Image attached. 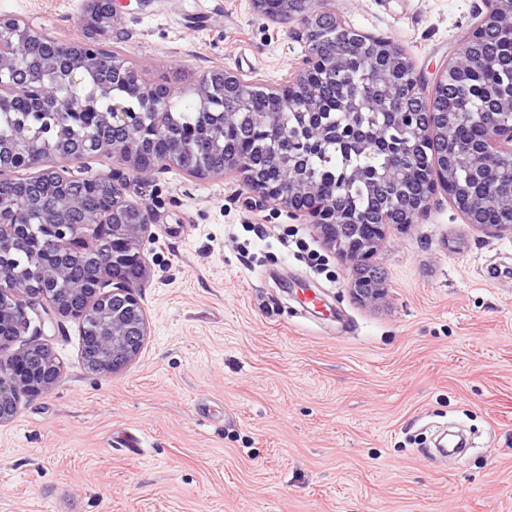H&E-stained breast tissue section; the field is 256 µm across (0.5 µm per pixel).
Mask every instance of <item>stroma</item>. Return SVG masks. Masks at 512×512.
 Listing matches in <instances>:
<instances>
[{
  "label": "stroma",
  "mask_w": 512,
  "mask_h": 512,
  "mask_svg": "<svg viewBox=\"0 0 512 512\" xmlns=\"http://www.w3.org/2000/svg\"><path fill=\"white\" fill-rule=\"evenodd\" d=\"M481 0H312L393 39L425 86L461 49ZM106 50L139 78L197 99L216 68L282 82L307 50L298 18L254 0H114ZM82 0H0L63 43ZM150 236L134 288L149 334L114 375L88 371L80 324H42L0 349L47 344L50 392L0 423V512H512V236L465 224L444 194L375 257L386 290L352 298L351 272L315 230L259 205L241 176L125 171ZM323 253L320 274L304 248ZM314 292L322 305L303 307Z\"/></svg>",
  "instance_id": "35a3bbf8"
}]
</instances>
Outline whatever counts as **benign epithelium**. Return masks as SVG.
<instances>
[{
    "label": "benign epithelium",
    "instance_id": "benign-epithelium-1",
    "mask_svg": "<svg viewBox=\"0 0 512 512\" xmlns=\"http://www.w3.org/2000/svg\"><path fill=\"white\" fill-rule=\"evenodd\" d=\"M263 15L284 17L299 15L304 21V32L309 51L302 64L282 83L266 88L276 97L304 102L305 134L289 136L274 114H265L247 126L246 133L256 127L270 129L269 140L276 149L285 153L280 175L271 179L266 174V164L261 158L244 160L237 149L224 145V168L240 172L249 188L262 204L288 208L303 218L334 249L339 258L352 272L350 291L364 303H376L385 295L382 282L373 269L372 259L383 237L363 241L362 228L371 222L395 223L406 227L424 214L432 198L448 188V155L430 156L432 180L426 186L414 183L412 175L418 156L406 151L393 166L387 177L371 187L377 199L378 214L363 213L353 220L347 213L336 208L334 194L315 186L307 169L308 158L321 150L331 140L343 139L374 149L377 139L366 132L364 126L353 120H334L318 111L316 100L304 95L305 72L309 68L320 69L328 74L339 73L343 64L336 63V54L322 55L320 48H336V41L347 45L385 47L380 67L386 92L397 86V79L405 78L406 88L412 94L419 93L424 83L406 50L398 43L384 37L362 33L350 26L331 21L326 14L310 10V0H256ZM485 12L464 30L462 40L471 43L479 40L495 24L512 25V0H484ZM115 13L112 0H85L82 22L90 31L89 36L75 44H63L52 38L55 52L34 62L29 56V34L14 35L13 19L0 18V49L7 46L9 52H0V109H14L22 104L20 95L24 89L38 88L37 106L33 112L49 114L59 110L60 98L56 90L44 84L46 71L63 69L72 75L86 71H98L103 81L100 93L105 96L117 82L135 84L138 78L122 63L104 55V41L112 31ZM457 60L450 59L435 75L432 94L426 97V107L413 112H386L379 133L387 129L408 128L423 140L441 141L448 148V113L439 111L435 103V91L448 82V73L456 70ZM224 80L222 107L224 123L237 120L234 109L224 107L233 99L235 89L244 79L224 69L213 70L199 80L204 99L203 115H212L215 106L208 97L213 82ZM165 110L157 111L158 125L154 131L165 128L166 138L172 149L177 150L184 142L181 130L174 125L162 126ZM474 123L488 124V133L481 142V154L485 165L481 170L488 195L497 190L496 162L503 155L512 157V120L493 118V113L477 110L469 114ZM107 155L129 168L132 172L149 177L171 166L168 156H157L148 147L145 127L138 114L120 103H114L99 111L98 126L68 144L58 139L54 144L38 141L23 133L18 134L8 146L0 149V160L13 158L23 167L36 170L27 194L18 193L15 183L0 178V252L20 251L27 212L36 207L43 216L46 231L54 245L53 260L42 272V283L29 287L21 271L14 264L0 263V304L8 303L12 310L8 321L0 324V347L11 343L26 331L29 325L27 311L40 308L50 322L59 317L81 321L91 317V307L101 303L108 311L96 333L100 350L111 356L103 361L96 355L89 357L88 369L94 373L114 374L127 368L138 355L148 335L147 319L132 284L145 267L141 242L149 232V217L145 206L123 200L122 176L117 171L99 173L88 181L99 184L100 190L110 199L109 208L96 219L90 244L84 237L83 224H71L69 214L79 208V198L61 194L63 173L68 163ZM55 156L60 164H48ZM76 261L87 269L86 276L74 287L57 288L60 280L68 275L69 267ZM61 379V369L54 361L48 366L34 368L27 362V352L14 357L7 376L0 377V421L10 419L17 411L19 394L40 395L50 391Z\"/></svg>",
    "mask_w": 512,
    "mask_h": 512
}]
</instances>
